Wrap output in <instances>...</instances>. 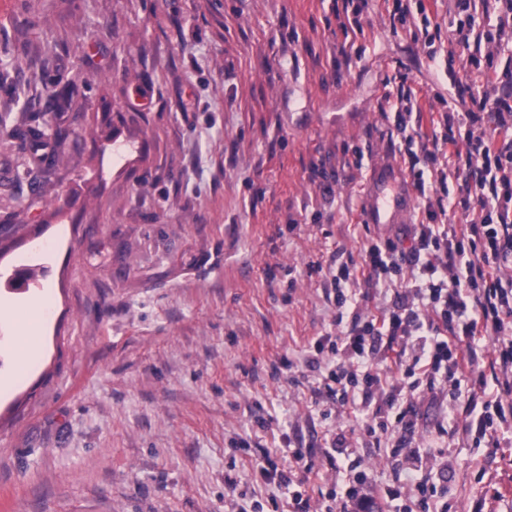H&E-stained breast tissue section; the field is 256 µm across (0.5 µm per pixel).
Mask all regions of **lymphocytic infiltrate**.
I'll return each instance as SVG.
<instances>
[{
    "instance_id": "lymphocytic-infiltrate-1",
    "label": "lymphocytic infiltrate",
    "mask_w": 512,
    "mask_h": 512,
    "mask_svg": "<svg viewBox=\"0 0 512 512\" xmlns=\"http://www.w3.org/2000/svg\"><path fill=\"white\" fill-rule=\"evenodd\" d=\"M488 3L496 20L485 25L477 15ZM393 14L402 24L418 19L414 32L424 36L429 61L438 63L436 14L424 0H394ZM448 23L482 82L465 87L438 115L425 117L416 103L396 112L422 218L407 227L410 248L371 238L360 262L331 272L336 331L314 341L308 360L320 372L313 402L370 412L371 447L414 470L428 462L410 445L421 419L417 399L438 402L449 392L464 398L465 433L493 448L500 445L499 427L512 422V64H498L512 51V0H451ZM447 156L464 164L461 182L440 167ZM407 268L418 271L417 280L403 279ZM361 279L394 285L391 305L364 310L351 290ZM323 453L345 474L342 490L330 494L339 512H384L397 500L402 512H429L435 486L375 482L348 464L343 433L329 438ZM292 457L284 466L264 459L259 471L291 489V512H311L301 488L312 466L303 449Z\"/></svg>"
}]
</instances>
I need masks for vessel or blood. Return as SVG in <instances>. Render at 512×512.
Wrapping results in <instances>:
<instances>
[{"mask_svg":"<svg viewBox=\"0 0 512 512\" xmlns=\"http://www.w3.org/2000/svg\"><path fill=\"white\" fill-rule=\"evenodd\" d=\"M413 206L406 175L396 167H379L371 172L365 187L364 220L381 226L404 223Z\"/></svg>","mask_w":512,"mask_h":512,"instance_id":"1","label":"vessel or blood"}]
</instances>
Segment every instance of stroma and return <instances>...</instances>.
Segmentation results:
<instances>
[{
  "label": "stroma",
  "instance_id": "35a3bbf8",
  "mask_svg": "<svg viewBox=\"0 0 512 512\" xmlns=\"http://www.w3.org/2000/svg\"><path fill=\"white\" fill-rule=\"evenodd\" d=\"M43 3L40 29L24 0L0 18V116L56 125L42 71L100 81L52 173L0 138V224L18 227L0 240V512H225L241 496L281 512L262 454L282 465L339 429L392 481L402 463L367 447L370 417L313 404L304 357L334 329L326 268L379 233L361 221L371 167L403 165L392 98L443 109L423 41L387 0L345 30L336 0ZM23 266L34 281L11 286ZM421 410L413 443L438 456L414 476L436 484L432 512H472L512 424L478 448L455 413ZM41 314L38 310H32L21 324L20 339L16 348L17 370L23 372L26 362L33 352V334L40 323Z\"/></svg>",
  "mask_w": 512,
  "mask_h": 512
}]
</instances>
